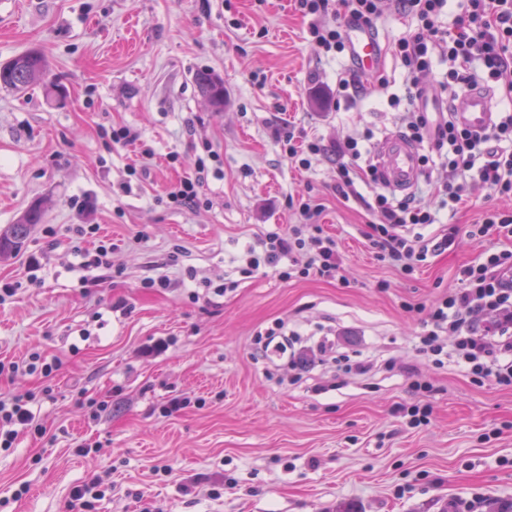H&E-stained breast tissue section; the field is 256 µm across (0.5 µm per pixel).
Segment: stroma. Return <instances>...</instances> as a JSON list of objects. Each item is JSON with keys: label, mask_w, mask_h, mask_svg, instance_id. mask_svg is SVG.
I'll use <instances>...</instances> for the list:
<instances>
[{"label": "stroma", "mask_w": 512, "mask_h": 512, "mask_svg": "<svg viewBox=\"0 0 512 512\" xmlns=\"http://www.w3.org/2000/svg\"><path fill=\"white\" fill-rule=\"evenodd\" d=\"M30 50L47 61L43 79L0 89V233L36 205L43 220L0 257V289L18 287L0 303V361L37 352L60 367L0 378L2 398L36 393L44 429L0 447V512H75L72 489L95 476L105 495L91 512H454L463 499L512 512V387L417 352L461 266L512 241L461 235L405 274L366 237L380 186L336 197L333 158L295 167L270 133L276 119L327 144L403 129L397 58H385L388 88L366 77L365 95L335 110L328 96L353 68L309 39L294 0H9L0 65ZM199 72L223 81L222 111ZM116 124L153 158L113 144ZM206 143L220 156L203 187L212 208H170L166 184L195 173ZM308 192L339 244V277H241L245 245L294 223L287 200ZM84 198L94 209L82 216L72 203ZM488 206L510 211L512 197L475 189L426 232L480 223ZM81 223L112 240L113 269L85 265L93 243L75 235ZM160 276L169 287H144ZM281 319L299 348L356 354L372 370L346 376L328 360L296 375L287 360L256 357L257 332ZM416 376L426 396L412 392ZM175 396L187 406L165 414ZM419 401L429 422L406 427L398 408ZM80 444L89 453L77 455Z\"/></svg>", "instance_id": "1"}]
</instances>
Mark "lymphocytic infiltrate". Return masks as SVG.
Listing matches in <instances>:
<instances>
[{
	"instance_id": "lymphocytic-infiltrate-1",
	"label": "lymphocytic infiltrate",
	"mask_w": 512,
	"mask_h": 512,
	"mask_svg": "<svg viewBox=\"0 0 512 512\" xmlns=\"http://www.w3.org/2000/svg\"><path fill=\"white\" fill-rule=\"evenodd\" d=\"M459 13L452 26L442 18L450 6ZM297 8L308 20V33L325 52L347 49L342 18L375 27L389 11L417 19V28L408 30L393 43L392 54L406 72V94L417 100L431 94H458L492 82L497 91L512 98V0H297ZM448 65L444 76L423 81L434 61ZM406 133L427 144L422 156L425 174L436 177L438 206L457 209L466 204L474 187L487 188L500 196L512 195V112L495 113L492 124L475 132L457 126L447 113L432 116L412 109ZM273 136L284 154L303 169L327 154L336 157L338 177L334 190L342 198L356 195L357 181H376L374 166H361L363 146L355 136L325 146L320 138L299 143L287 124L276 125ZM216 151L199 159L196 173L169 184L168 204L177 209L198 211L212 206L201 188L208 163L218 160ZM296 222L288 229L256 234L244 250L238 271L251 277L263 268L279 270L281 278L317 275L335 278L343 257L335 237L325 234L320 217L323 205L307 194L289 201ZM378 220L368 239L380 259L404 273H413L429 253L445 251L455 244L453 234L425 238L419 227L436 221V214L420 200L406 197L393 200L377 194L372 206ZM512 273V251L482 256L461 269V286L439 298L419 336L418 350L442 365L446 352L476 379L498 385H512V286L503 276ZM29 397L0 399V447H12L20 434L34 424Z\"/></svg>"
}]
</instances>
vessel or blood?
Returning a JSON list of instances; mask_svg holds the SVG:
<instances>
[{"mask_svg": "<svg viewBox=\"0 0 512 512\" xmlns=\"http://www.w3.org/2000/svg\"><path fill=\"white\" fill-rule=\"evenodd\" d=\"M349 59L365 74H373L383 64V48L375 34L362 25H349ZM453 118L461 126L480 131L491 125L494 103L490 92L481 88L459 94L452 103ZM377 174L382 187L405 194L421 176L420 149L400 133L385 136L376 148Z\"/></svg>", "mask_w": 512, "mask_h": 512, "instance_id": "obj_1", "label": "vessel or blood"}]
</instances>
